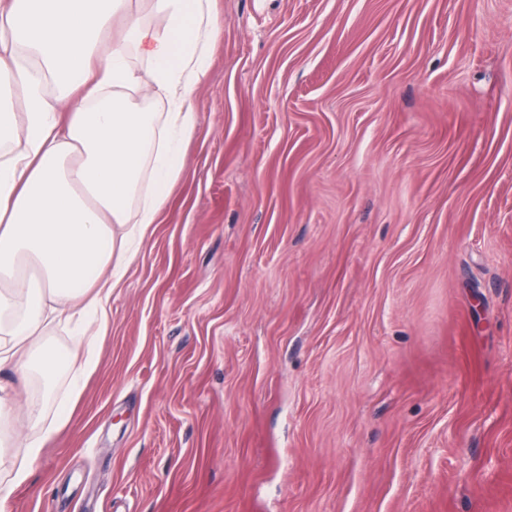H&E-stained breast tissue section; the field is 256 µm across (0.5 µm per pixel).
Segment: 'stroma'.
Wrapping results in <instances>:
<instances>
[{"label": "stroma", "mask_w": 512, "mask_h": 512, "mask_svg": "<svg viewBox=\"0 0 512 512\" xmlns=\"http://www.w3.org/2000/svg\"><path fill=\"white\" fill-rule=\"evenodd\" d=\"M212 8L183 173L11 512H512V0Z\"/></svg>", "instance_id": "obj_1"}]
</instances>
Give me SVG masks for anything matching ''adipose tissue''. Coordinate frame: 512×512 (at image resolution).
Masks as SVG:
<instances>
[{
	"label": "adipose tissue",
	"mask_w": 512,
	"mask_h": 512,
	"mask_svg": "<svg viewBox=\"0 0 512 512\" xmlns=\"http://www.w3.org/2000/svg\"><path fill=\"white\" fill-rule=\"evenodd\" d=\"M133 2L0 0V79L14 95L0 101V370L48 380L64 366L84 376L78 352L100 342L111 292L182 174V145L197 124L192 100L222 24L211 0H152L167 20L161 28L140 22ZM118 17L120 39L103 47ZM133 54L147 63L149 86ZM48 75L57 91H46ZM145 88L167 111L135 104ZM84 312L96 327L74 348L44 346L50 325ZM42 415L31 403L42 429L25 458L0 454V512L57 429Z\"/></svg>",
	"instance_id": "obj_1"
}]
</instances>
